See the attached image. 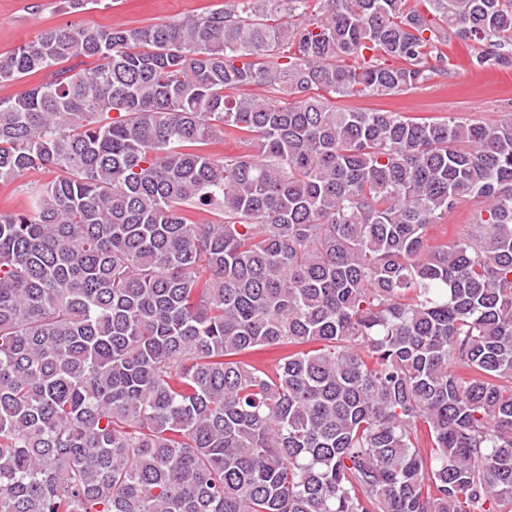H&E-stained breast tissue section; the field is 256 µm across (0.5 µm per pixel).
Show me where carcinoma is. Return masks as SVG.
<instances>
[{"label": "carcinoma", "mask_w": 512, "mask_h": 512, "mask_svg": "<svg viewBox=\"0 0 512 512\" xmlns=\"http://www.w3.org/2000/svg\"><path fill=\"white\" fill-rule=\"evenodd\" d=\"M454 42L512 68V0H225L0 55L50 74L0 99V184L55 173L0 212V512H512V117L336 105ZM475 208L473 200H465L458 204V207L448 214V218L442 221V224H433L428 229L429 238H438L448 236L450 239L458 226L465 224L468 215Z\"/></svg>", "instance_id": "carcinoma-1"}]
</instances>
